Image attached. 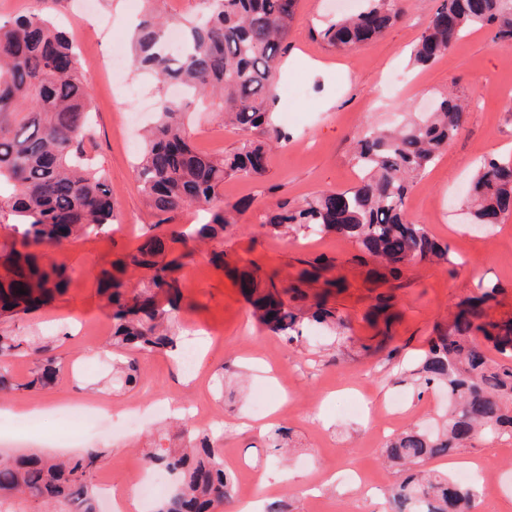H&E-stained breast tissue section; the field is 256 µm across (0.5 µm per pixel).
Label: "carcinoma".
I'll use <instances>...</instances> for the list:
<instances>
[{"instance_id": "1", "label": "carcinoma", "mask_w": 512, "mask_h": 512, "mask_svg": "<svg viewBox=\"0 0 512 512\" xmlns=\"http://www.w3.org/2000/svg\"><path fill=\"white\" fill-rule=\"evenodd\" d=\"M203 3L201 18L191 26L172 16L145 14L132 31V62L135 70L180 86L187 98H209L224 122L248 138L230 152L203 155L192 144L182 103L160 108L135 165L138 187L157 221L147 228L144 242L100 282L112 310V334L104 350L122 345L141 353L179 352L182 337L172 312L181 297L176 272L191 256L190 242L218 243L212 254L223 259L224 226L234 223V214L243 208L224 201V180L264 176L266 142L288 140L274 122L271 102L281 44L290 35L298 0ZM400 3L362 0L356 14L329 20L317 34L335 49L364 45L397 20ZM485 26L494 40L512 41V0H440L412 60L430 65L469 30ZM173 27L182 29L186 46L178 56L163 49ZM91 101L72 40L49 14L0 21V185L11 189L0 201V212L19 221L18 238L0 253V314L37 310L70 281L65 264L45 262L30 248L105 234L114 220L107 178L89 157ZM465 112L459 97L445 96L425 120L390 132L367 131L354 153L362 173L358 186L324 190L302 204L280 201L264 226L353 238L394 280L409 264L450 261L448 245L425 225L411 222L404 204L413 179L462 131ZM473 165L465 198L471 223L497 224L512 214V160L483 158ZM184 207L205 212L209 221L194 225L190 233H153ZM301 264L286 288H278L271 275L261 279L258 266L241 271L234 284L259 321L289 343L313 329L345 333V319L327 302L330 289L344 287L343 280L324 277L336 260L317 256ZM130 268L145 273L143 287H128L124 276ZM20 288L24 293H18ZM394 289L391 285L376 297L371 323L381 320L383 328L376 343L361 344L367 353L382 352L390 340ZM498 294L491 286L459 301L448 326L411 370L422 389L448 392V412L441 428H408L386 444L385 461L408 471L390 491V512H471L472 488L423 465L447 457L478 434L512 439V314L494 316ZM50 343L29 347L35 368L26 388L41 391L55 383L59 366L49 354ZM20 348L16 337L0 331V358L10 359ZM489 348L500 361L491 360ZM117 369L124 386L142 381L134 360ZM268 438L276 450L291 441L286 427L272 429ZM164 439L169 445L158 444L150 461L174 477L176 486L157 512H213L232 497L233 481L209 435L182 429ZM103 456L100 448L66 460L35 451L0 454V512H99L92 475Z\"/></svg>"}]
</instances>
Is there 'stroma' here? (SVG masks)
<instances>
[{"mask_svg": "<svg viewBox=\"0 0 512 512\" xmlns=\"http://www.w3.org/2000/svg\"><path fill=\"white\" fill-rule=\"evenodd\" d=\"M336 0H299L293 32L275 74L272 106L288 141H269L268 171L260 178L224 183L228 203H245L236 224L224 229V264L214 265L206 246H198L178 272L182 301L176 312L181 335L200 349L196 376L186 374L170 354L139 356L143 382L117 386L112 363L130 358L117 348L101 353L112 332L111 309L100 291L103 272L134 249L144 226L156 218L135 180L136 129L149 123L163 94L153 79L123 57L120 73L98 67L100 57L127 41L140 0H56L51 14L74 34L82 72L93 101L92 137L96 162L105 171L116 219L107 234L47 248L50 258L72 271L67 291L48 307L0 316V330L23 338L68 332L55 343L60 373L52 388L25 390L35 367L32 356H16L5 367L18 388L0 396V411L35 412L44 449L61 452L68 437L60 413L68 406L96 404L103 420L87 430L84 445L107 449L99 471L115 491L129 495V481L148 466L147 454L167 418L149 415L153 402L171 404L189 427L202 431L206 416L223 417L216 448L235 487L256 503L284 501L289 512H388L391 488L404 474L382 462L386 436L363 413L348 407L362 402L388 413L396 430L428 425L442 412L446 395L419 391L409 371L427 350L437 327L447 325L456 303L479 285L501 289L500 312H512V215L499 224L464 222L457 210L470 163L481 157L512 158V41L492 42L489 29L471 30L443 57L422 67L410 51L426 31L431 0H402L403 20L384 35L348 50L328 47L317 36L319 21L336 14ZM470 102L460 135L438 161L416 179L406 202L409 219L448 244V264L406 266L395 292L392 360L367 355L359 343L371 335L365 315L372 303L368 265L357 262L354 239L337 233L278 235L264 226L278 200L302 202L318 191L355 186L359 172L353 148L366 126L389 129L419 119L448 90ZM190 134L208 155L233 150L244 132L224 125L208 101L192 103ZM326 255L336 260L333 277L348 285L336 306L349 329L336 342L324 334L287 343L260 323L234 286L232 270L258 265L290 281L301 258ZM224 377V393L211 381ZM275 425L291 428L297 448L290 458L274 454L266 438ZM483 467L473 512H512V440L478 438L454 457L430 466L453 473L456 462ZM268 472L270 485L258 480ZM331 483H324V476Z\"/></svg>", "mask_w": 512, "mask_h": 512, "instance_id": "obj_1", "label": "stroma"}]
</instances>
